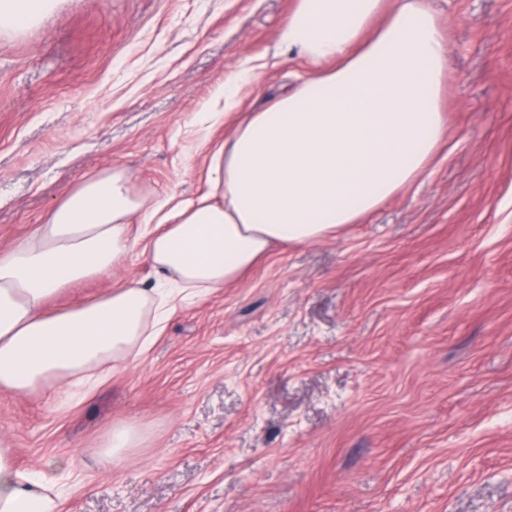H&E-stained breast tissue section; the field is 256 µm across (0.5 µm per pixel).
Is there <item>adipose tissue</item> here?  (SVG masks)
Returning a JSON list of instances; mask_svg holds the SVG:
<instances>
[{"label": "adipose tissue", "instance_id": "ef3b65f1", "mask_svg": "<svg viewBox=\"0 0 512 512\" xmlns=\"http://www.w3.org/2000/svg\"><path fill=\"white\" fill-rule=\"evenodd\" d=\"M61 0H0V36L48 23ZM312 69L249 113L211 156L186 207L136 195L122 170L88 178L46 224L0 252V390L69 401L136 358L177 307L234 281L276 243L308 244L419 181L442 140L446 32L426 0H295L280 31ZM150 225L153 285L129 280L57 312L73 284L111 275ZM146 442L113 425L99 451L122 463ZM69 470L20 472L0 439V512H58Z\"/></svg>", "mask_w": 512, "mask_h": 512}]
</instances>
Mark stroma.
<instances>
[{
  "label": "stroma",
  "mask_w": 512,
  "mask_h": 512,
  "mask_svg": "<svg viewBox=\"0 0 512 512\" xmlns=\"http://www.w3.org/2000/svg\"><path fill=\"white\" fill-rule=\"evenodd\" d=\"M427 2L448 89L419 183L335 235L272 246L74 406L0 391L17 468L71 465L59 512H512V0ZM292 6L62 0L0 38V251L115 168L154 200L201 196L236 122L307 72L279 44ZM153 278L137 246L47 308ZM122 422L149 441L103 468Z\"/></svg>",
  "instance_id": "stroma-1"
}]
</instances>
